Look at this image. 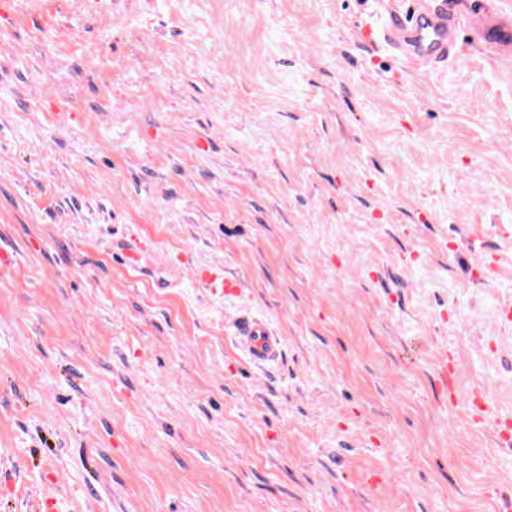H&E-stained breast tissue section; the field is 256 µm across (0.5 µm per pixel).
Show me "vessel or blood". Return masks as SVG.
I'll return each mask as SVG.
<instances>
[{
  "label": "vessel or blood",
  "mask_w": 512,
  "mask_h": 512,
  "mask_svg": "<svg viewBox=\"0 0 512 512\" xmlns=\"http://www.w3.org/2000/svg\"><path fill=\"white\" fill-rule=\"evenodd\" d=\"M389 23L381 37L386 46L404 63L412 68L446 60L454 40L456 26L448 18L447 11H435L429 0H414L411 9H403L401 0H385ZM482 38L491 45H512V20L485 16L481 19ZM151 250L148 239L133 238L124 244L122 261L127 271L143 272V263ZM198 281L212 292L232 299L240 295L242 283L234 275L217 276L207 270H199ZM233 343L241 356L257 367L277 360L282 353V341L276 335L270 321L263 316L244 312L234 321ZM457 360L454 353L441 351L437 361V383L441 391L451 395L455 392ZM470 406L476 420L489 422L501 443L512 442V416L487 414V395L472 391Z\"/></svg>",
  "instance_id": "vessel-or-blood-1"
}]
</instances>
